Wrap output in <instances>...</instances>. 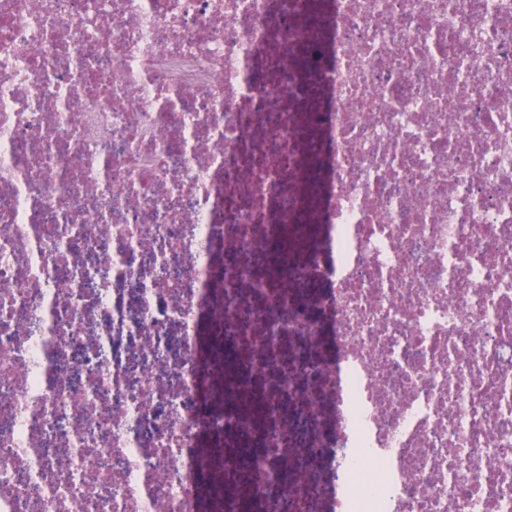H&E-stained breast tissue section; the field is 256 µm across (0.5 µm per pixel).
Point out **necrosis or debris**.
Returning a JSON list of instances; mask_svg holds the SVG:
<instances>
[{"label": "necrosis or debris", "mask_w": 512, "mask_h": 512, "mask_svg": "<svg viewBox=\"0 0 512 512\" xmlns=\"http://www.w3.org/2000/svg\"><path fill=\"white\" fill-rule=\"evenodd\" d=\"M0 512H512V0H0Z\"/></svg>", "instance_id": "necrosis-or-debris-1"}]
</instances>
